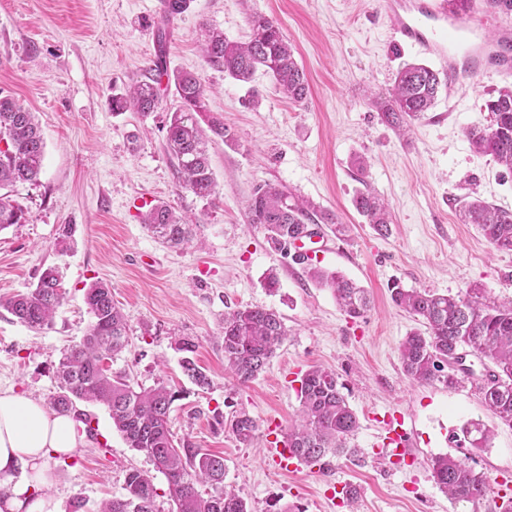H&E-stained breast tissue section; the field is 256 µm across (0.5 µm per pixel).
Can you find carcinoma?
Masks as SVG:
<instances>
[{
    "mask_svg": "<svg viewBox=\"0 0 512 512\" xmlns=\"http://www.w3.org/2000/svg\"><path fill=\"white\" fill-rule=\"evenodd\" d=\"M190 0H162L161 18L166 24L188 9ZM250 39L231 42L224 32L205 28L203 54L206 63L236 81L248 83L257 70L268 74L288 99L300 102L309 92L303 67L294 56L279 24L257 16L251 20ZM166 31L158 29L150 75L136 82L127 94L112 98V110L127 105L147 116L161 108L157 87L165 76L172 82L179 106L169 113L166 149L177 160L183 183L194 195L209 199L215 181L205 147L204 131L197 114L205 111L204 89L198 78L186 71L168 72ZM441 89L439 72L426 64L406 63L398 71L393 87L375 95L373 103L382 123L401 129L418 120L435 104ZM490 124L469 130L476 152L490 155L512 176V86L495 91L484 104ZM45 141L34 113L13 98L0 95V189L18 183H35L42 170ZM356 211L381 235L389 231V213L384 202L369 192L353 198ZM252 221L264 227L268 239L285 249L304 224H336L328 211L271 184L258 186L251 198ZM465 223L474 224L484 238L499 251L512 252V213L473 199L462 207ZM26 220L23 207L0 193V230ZM152 236L170 248L187 244L198 228L188 224L163 204L152 207L143 217ZM310 276L329 288L342 310L350 317L362 316L370 305L364 288L336 271L308 267ZM59 271L44 269L34 288L0 301V306L20 323L34 330L51 326L53 315L63 301ZM391 299L400 309L420 319L427 335L410 333L400 346L405 375L419 384L434 381L452 388L459 383L452 372L468 352L493 365L490 382L482 388L485 405L500 424L512 428V299L497 303L475 285L463 295L440 294L427 289L404 288L395 283ZM92 322L82 339L69 347L56 367L58 390L49 399L50 407L61 415L75 410L76 402H96L108 408L114 428L127 446L149 457L165 475L168 493L176 512H251L244 498L223 489L224 458L184 444L177 448L171 429V408L176 393L159 382L153 388L133 384L127 375L114 372L109 361L127 346V323L112 301V289L98 282L86 292ZM286 336L281 317L262 307H239L224 314V363L237 380H255L269 366ZM185 353L183 373L199 388L211 386L210 377L194 358L195 343L178 342ZM300 407L297 420L286 434V445L308 464L328 456L347 454L348 440L358 427V419L342 393L338 375L314 367L299 379ZM232 434L242 443L250 442L258 430L257 421L245 412L230 420ZM462 432L473 448L486 447L490 430L481 421H471ZM433 478L440 490L456 504L473 503L486 494V477L462 459L448 455L431 461ZM210 484L216 492L205 497L198 485ZM125 494L102 505L97 512H154L157 489L153 477L138 470L128 471Z\"/></svg>",
    "mask_w": 512,
    "mask_h": 512,
    "instance_id": "carcinoma-1",
    "label": "carcinoma"
}]
</instances>
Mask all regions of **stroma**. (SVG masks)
Listing matches in <instances>:
<instances>
[{"label": "stroma", "mask_w": 512, "mask_h": 512, "mask_svg": "<svg viewBox=\"0 0 512 512\" xmlns=\"http://www.w3.org/2000/svg\"><path fill=\"white\" fill-rule=\"evenodd\" d=\"M256 15L276 20L293 45L310 85L304 101L288 100L264 72L243 83L205 63V27L244 42ZM160 16L161 0H0V93L35 112L46 144L38 182L12 190L26 220L0 231V296L33 288L53 265L65 289L52 326L39 332L0 308V388L48 401L62 352L92 320L85 291L104 281L129 325V346L113 371L176 391V443L222 456L226 488L252 512H503L497 491L512 486V429L483 403L485 363L466 356L471 373L453 388L409 380L399 347L420 324L394 305L389 287L461 294L476 285L489 298L512 297V252L493 249L476 225L460 220L461 206L474 198L512 212V177L475 153L466 136L488 125L484 102L504 78L479 72L466 88L440 91L401 136L380 121L369 95L390 88L403 64L426 57L393 43L383 0H191L169 26L168 68L198 75L206 103L200 125L217 117L233 135L228 143L209 140L216 193L203 200L180 186L165 148L173 88L160 83L162 108L149 116L112 109L113 96L146 76ZM264 183L345 224L318 264L369 291L361 317L346 315L330 289L252 223L249 201ZM365 190L388 204V235L355 210L353 198ZM162 202L198 222L187 248L171 249L144 228L143 214ZM271 273L279 280L273 290L265 285ZM240 306L275 311L288 331L266 372L244 385L226 369L219 339L225 312ZM183 337L196 343L210 389L183 374L176 348ZM314 366L344 384L359 420L348 442L356 453L283 471L269 455L265 426L294 422L295 380ZM390 409L413 428L412 457L390 461L373 451V416ZM76 410L92 417L99 437L81 438L72 455L49 457L47 494L59 512H70L77 497L87 512L122 497L132 468L152 474L161 489L156 512H174L165 476L127 448L107 408L80 401ZM241 412L259 425L248 444L226 425ZM472 420L491 430L487 447L449 442V432ZM445 454L488 476L484 498L455 505L440 491L430 462ZM346 481L361 488L355 502L336 491Z\"/></svg>", "instance_id": "35a3bbf8"}]
</instances>
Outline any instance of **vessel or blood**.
<instances>
[{
    "label": "vessel or blood",
    "instance_id": "vessel-or-blood-1",
    "mask_svg": "<svg viewBox=\"0 0 512 512\" xmlns=\"http://www.w3.org/2000/svg\"><path fill=\"white\" fill-rule=\"evenodd\" d=\"M385 10L394 20V42L417 46L449 87H463L477 70L512 72V27L498 25L506 9L492 0H471L460 13L449 12L448 0H386ZM490 22L497 25L495 37H478V30ZM382 421L381 447L396 458L408 454L411 430L403 416L387 413Z\"/></svg>",
    "mask_w": 512,
    "mask_h": 512
}]
</instances>
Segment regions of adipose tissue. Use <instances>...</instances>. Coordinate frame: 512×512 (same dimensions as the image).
<instances>
[{"mask_svg":"<svg viewBox=\"0 0 512 512\" xmlns=\"http://www.w3.org/2000/svg\"><path fill=\"white\" fill-rule=\"evenodd\" d=\"M71 417L14 390H0V512H58L44 490L54 476L45 461L75 451Z\"/></svg>","mask_w":512,"mask_h":512,"instance_id":"obj_1","label":"adipose tissue"}]
</instances>
